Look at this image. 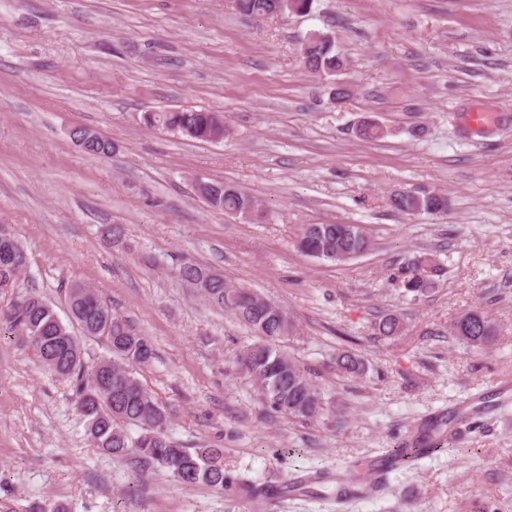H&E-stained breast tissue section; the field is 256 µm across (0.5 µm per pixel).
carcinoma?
I'll use <instances>...</instances> for the list:
<instances>
[{
	"instance_id": "carcinoma-1",
	"label": "carcinoma",
	"mask_w": 512,
	"mask_h": 512,
	"mask_svg": "<svg viewBox=\"0 0 512 512\" xmlns=\"http://www.w3.org/2000/svg\"><path fill=\"white\" fill-rule=\"evenodd\" d=\"M280 0H236L240 13L259 19L281 11ZM303 66L312 73L334 76L346 67L336 52L334 39L315 31L299 42ZM149 125L177 131L196 141L224 137L218 117L208 110L185 109L149 113ZM92 156L112 154V144L103 139L82 145ZM208 205L226 215L247 219L261 216L256 202L233 186L212 183L201 189ZM392 204L407 215H436L447 208L441 193L403 191L394 194ZM370 238L359 224H306L298 234V247L306 255L343 262L365 253ZM27 265L26 253L10 232L0 225V288H13ZM443 268L433 259H420L407 269L403 288L414 295L432 289L434 277ZM179 277L196 288L211 304L230 312L254 334L255 341L238 355L245 370L262 395L264 406L299 421L316 420L326 411L321 393L306 378L300 366L278 347V341L294 331L286 311L275 303L244 288L235 287L210 267L183 263ZM68 322H63L53 306L33 293H16L0 319L7 322L19 345L31 352L39 366L69 380L76 390V409L87 437L102 453L122 457L135 450L142 467L160 465L181 485L206 484L233 488L242 500L263 494V488L247 477L230 474L224 468V449L200 443L188 449L167 435L168 415L155 396L135 375L134 366L154 358L147 336L125 317L112 310L97 290L82 282L71 283L65 292ZM377 335L395 336L402 330L396 315H384L376 324ZM455 336L481 349L495 334L486 317L477 313L458 317L451 325ZM101 340L108 355L92 367L85 366L82 338ZM336 370L352 375L364 369V362L349 351L336 355ZM422 442H408L385 450V457L397 465H407L420 455Z\"/></svg>"
}]
</instances>
